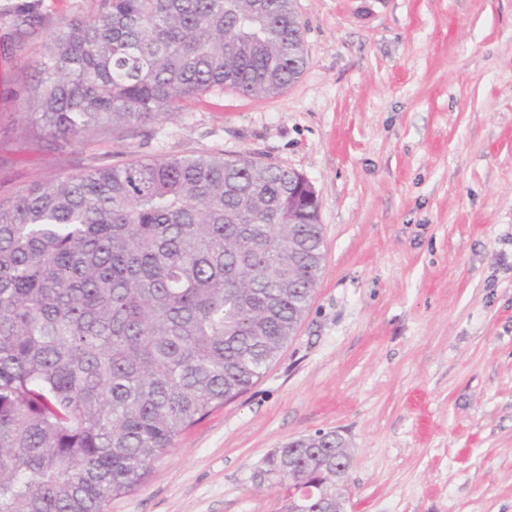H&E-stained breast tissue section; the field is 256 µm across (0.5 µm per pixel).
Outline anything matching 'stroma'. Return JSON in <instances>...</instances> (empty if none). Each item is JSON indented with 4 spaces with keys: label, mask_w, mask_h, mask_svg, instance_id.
Wrapping results in <instances>:
<instances>
[{
    "label": "stroma",
    "mask_w": 512,
    "mask_h": 512,
    "mask_svg": "<svg viewBox=\"0 0 512 512\" xmlns=\"http://www.w3.org/2000/svg\"><path fill=\"white\" fill-rule=\"evenodd\" d=\"M98 0H0V196L135 158L240 153L308 178L324 262L263 377L109 512H280L252 479L291 438L349 443L345 512H512V0H294L306 65L275 97L41 136L46 39ZM40 23L16 39L18 11Z\"/></svg>",
    "instance_id": "1"
}]
</instances>
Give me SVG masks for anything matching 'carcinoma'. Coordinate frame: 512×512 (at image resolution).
<instances>
[{
	"instance_id": "cac0c4a2",
	"label": "carcinoma",
	"mask_w": 512,
	"mask_h": 512,
	"mask_svg": "<svg viewBox=\"0 0 512 512\" xmlns=\"http://www.w3.org/2000/svg\"><path fill=\"white\" fill-rule=\"evenodd\" d=\"M293 0H99L35 61L31 114L79 142L168 120L214 88L303 72ZM299 172L248 155L93 167L0 197V512H107L180 435L249 390L295 336L322 270ZM336 432L269 452L284 512H343ZM323 475L312 495L310 477Z\"/></svg>"
}]
</instances>
